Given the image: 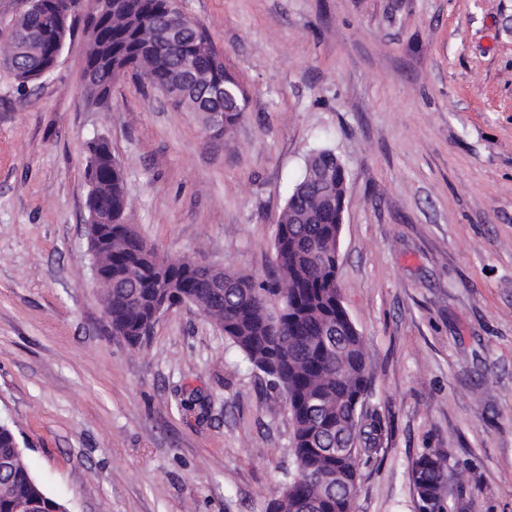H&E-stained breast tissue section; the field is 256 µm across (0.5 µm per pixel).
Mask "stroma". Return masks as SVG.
<instances>
[{
  "mask_svg": "<svg viewBox=\"0 0 512 512\" xmlns=\"http://www.w3.org/2000/svg\"><path fill=\"white\" fill-rule=\"evenodd\" d=\"M247 92L224 138L135 73L105 107L87 37L18 88L0 70V421L68 512H268L293 466L283 392L196 306L130 347L91 288L86 145L169 256L271 281L276 220L315 147L347 172L338 280L380 421L354 512H512V0H181ZM447 474L444 458L429 452L422 455L412 472L419 512H445L444 489Z\"/></svg>",
  "mask_w": 512,
  "mask_h": 512,
  "instance_id": "35a3bbf8",
  "label": "stroma"
}]
</instances>
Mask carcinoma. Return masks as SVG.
Returning a JSON list of instances; mask_svg holds the SVG:
<instances>
[{
    "instance_id": "1",
    "label": "carcinoma",
    "mask_w": 512,
    "mask_h": 512,
    "mask_svg": "<svg viewBox=\"0 0 512 512\" xmlns=\"http://www.w3.org/2000/svg\"><path fill=\"white\" fill-rule=\"evenodd\" d=\"M110 21L84 17V27L96 33L88 54H112V69L97 70L98 86L112 85L113 73L148 70L150 87L161 93L183 82L173 105L200 114L209 128L208 113H224V132L242 118L246 102L241 84L225 65L211 83L194 84L184 75L202 66L192 52L197 41H211L193 22L178 37H160L167 20L178 17V0H107ZM44 12L19 15L11 21L21 49L14 79L25 87L49 61L46 48L26 46L29 34L50 28ZM329 147L310 150L305 172L324 168L330 181L316 190L301 181L294 187L277 223V277L273 287L223 269H200L192 257H173L165 268L142 254L144 241L127 223V198L119 162L111 144L98 159L95 193L112 208V287L99 289L111 314L112 335L136 347L154 325L156 305L173 299L191 303L224 332L251 365L286 396L294 424L292 455L295 473L269 512H348L357 490L362 460L376 452L378 424H361V406L371 376L364 341L355 326L336 328V292L327 282L336 276V254L324 249L336 221V205L346 185L345 166L336 163ZM444 458L422 455L412 472L419 512H446ZM67 512L28 466L15 431L0 424V512Z\"/></svg>"
}]
</instances>
